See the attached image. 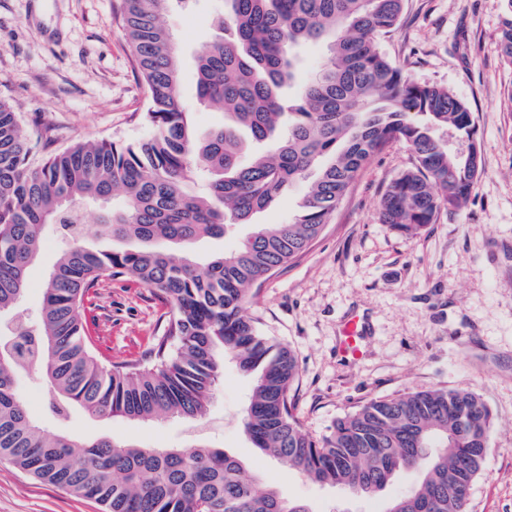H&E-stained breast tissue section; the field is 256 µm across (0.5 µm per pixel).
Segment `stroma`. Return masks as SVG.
<instances>
[{
  "instance_id": "35a3bbf8",
  "label": "stroma",
  "mask_w": 512,
  "mask_h": 512,
  "mask_svg": "<svg viewBox=\"0 0 512 512\" xmlns=\"http://www.w3.org/2000/svg\"><path fill=\"white\" fill-rule=\"evenodd\" d=\"M121 0H0V100L17 113L35 149L147 138L149 93L118 22ZM224 0H189L166 23L179 47L185 105L198 130L220 121L195 94L194 58L217 40ZM505 0H406L383 50L415 83L448 88L474 115L486 167L468 201L405 234L382 224L386 186L413 154L392 142L360 172L308 251L266 280L247 305L259 331L288 347L300 366L295 412L312 436L359 406L408 391L468 388L487 404L494 437L467 512H512V65L501 55ZM66 239L43 232L28 287L10 316L34 322L43 285ZM102 359L144 358L163 336L171 306L124 275L104 280L86 303ZM364 324L363 355L336 353L344 321ZM17 385L32 420L51 433L108 436L152 448L203 442L238 457L249 474L312 512H384L409 493L417 470L400 471L375 497L320 485L255 448L241 419L254 380L225 360L206 416L151 421L99 418L77 406L57 415L42 371ZM0 512H101L89 499L40 482L0 459Z\"/></svg>"
}]
</instances>
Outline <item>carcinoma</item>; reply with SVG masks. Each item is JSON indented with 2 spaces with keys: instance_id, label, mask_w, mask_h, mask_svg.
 Wrapping results in <instances>:
<instances>
[{
  "instance_id": "1",
  "label": "carcinoma",
  "mask_w": 512,
  "mask_h": 512,
  "mask_svg": "<svg viewBox=\"0 0 512 512\" xmlns=\"http://www.w3.org/2000/svg\"><path fill=\"white\" fill-rule=\"evenodd\" d=\"M122 0L121 26L150 94L153 129L138 143L78 144L31 166L32 145L0 101V314L16 307L41 242L60 224L67 247L43 287L36 324L17 323L0 345V458L35 479L92 499L103 512H312L259 483L234 456L204 445L168 450L49 433L17 387L41 368L59 403L91 415L152 420L203 417L224 357L254 377L242 419L255 447L319 483L373 497L401 469L418 485L383 512H466L493 436L490 411L468 389L412 391L339 418L317 439L293 412L299 366L244 313L255 288L322 233L368 162L390 143L413 167L382 194L379 217L412 233L466 202L477 182L463 147L476 144L473 112L447 88L410 81L382 49L405 0H224L221 36L196 58V95L223 115L197 133L179 97L180 63L164 16L172 2ZM500 36L512 64V0ZM322 42L326 56L299 77L292 49ZM451 129L458 146L437 131ZM208 176L206 191L189 184ZM307 184L293 219L256 224L285 189ZM112 204L86 244L79 203ZM252 231L202 262L190 246ZM134 275L172 304L166 336L142 362L102 360L85 332L84 302L106 279ZM432 445L427 464L422 448Z\"/></svg>"
}]
</instances>
